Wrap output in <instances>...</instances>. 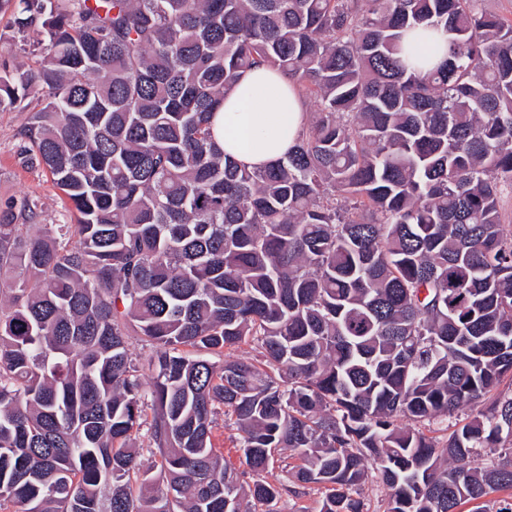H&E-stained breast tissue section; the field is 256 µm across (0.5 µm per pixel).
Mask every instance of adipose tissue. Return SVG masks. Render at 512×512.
I'll use <instances>...</instances> for the list:
<instances>
[{
    "label": "adipose tissue",
    "mask_w": 512,
    "mask_h": 512,
    "mask_svg": "<svg viewBox=\"0 0 512 512\" xmlns=\"http://www.w3.org/2000/svg\"><path fill=\"white\" fill-rule=\"evenodd\" d=\"M307 104L282 72L255 67L225 92L212 123L215 142L249 168L277 162L302 131Z\"/></svg>",
    "instance_id": "1"
}]
</instances>
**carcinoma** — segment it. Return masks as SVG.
Returning <instances> with one entry per match:
<instances>
[{"instance_id": "cac0c4a2", "label": "carcinoma", "mask_w": 512, "mask_h": 512, "mask_svg": "<svg viewBox=\"0 0 512 512\" xmlns=\"http://www.w3.org/2000/svg\"><path fill=\"white\" fill-rule=\"evenodd\" d=\"M473 2L0 0L42 53L0 112L41 99L20 155L75 217L0 202V512H364L371 461L386 512L512 490V395L422 430L512 380V22ZM259 66L317 110L248 169L209 119ZM300 491L299 496L284 497L278 504L283 512H319L322 504V494L317 487L309 486Z\"/></svg>"}]
</instances>
